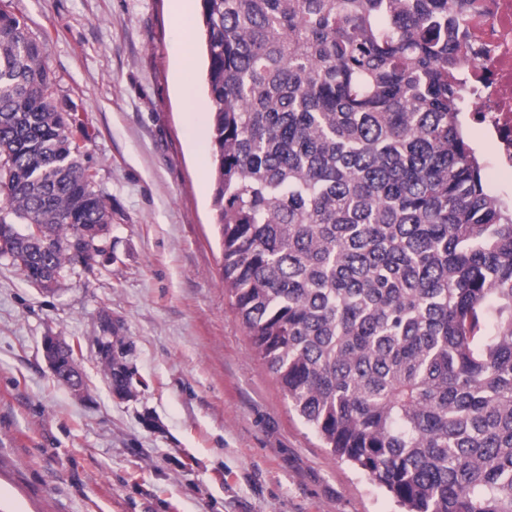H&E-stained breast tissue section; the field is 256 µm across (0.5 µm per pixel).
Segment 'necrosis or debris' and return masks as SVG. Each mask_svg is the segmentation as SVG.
Masks as SVG:
<instances>
[{
	"mask_svg": "<svg viewBox=\"0 0 512 512\" xmlns=\"http://www.w3.org/2000/svg\"><path fill=\"white\" fill-rule=\"evenodd\" d=\"M461 23L459 98L488 137L496 191L512 187V0H470Z\"/></svg>",
	"mask_w": 512,
	"mask_h": 512,
	"instance_id": "1",
	"label": "necrosis or debris"
}]
</instances>
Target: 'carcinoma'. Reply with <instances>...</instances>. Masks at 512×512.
<instances>
[{"label": "carcinoma", "mask_w": 512, "mask_h": 512, "mask_svg": "<svg viewBox=\"0 0 512 512\" xmlns=\"http://www.w3.org/2000/svg\"><path fill=\"white\" fill-rule=\"evenodd\" d=\"M464 9L201 0L225 287L293 409L405 512H512V202L460 120ZM45 55L0 7V237L59 276L112 210Z\"/></svg>", "instance_id": "obj_1"}]
</instances>
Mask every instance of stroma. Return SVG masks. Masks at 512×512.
<instances>
[{
  "mask_svg": "<svg viewBox=\"0 0 512 512\" xmlns=\"http://www.w3.org/2000/svg\"><path fill=\"white\" fill-rule=\"evenodd\" d=\"M46 44L53 99L85 125L108 257L42 289L0 257V512H399L323 447L256 353L222 280L204 50L179 89L175 0H11ZM126 348L117 396L96 341ZM79 344L84 386L43 343ZM76 345L60 342L48 337L44 343V354L54 377H61L64 385L80 391V376L76 364ZM65 362V363H64Z\"/></svg>",
  "mask_w": 512,
  "mask_h": 512,
  "instance_id": "obj_1",
  "label": "stroma"
}]
</instances>
